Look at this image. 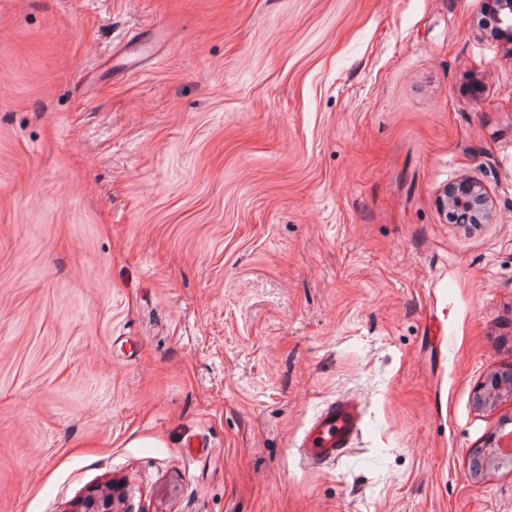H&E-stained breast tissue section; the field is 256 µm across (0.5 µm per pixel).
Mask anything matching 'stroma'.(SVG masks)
<instances>
[{"label": "stroma", "instance_id": "obj_1", "mask_svg": "<svg viewBox=\"0 0 512 512\" xmlns=\"http://www.w3.org/2000/svg\"><path fill=\"white\" fill-rule=\"evenodd\" d=\"M482 0H0V512H512V45ZM168 31L138 72L122 47ZM463 181L486 224L440 206ZM365 406L335 465L298 444ZM504 396L512 397V373L510 371L507 381L502 376H491L479 395L478 403L481 406L495 405ZM363 417L362 403L351 396L340 397L323 408L299 444L305 464L321 468L336 463L361 434Z\"/></svg>", "mask_w": 512, "mask_h": 512}]
</instances>
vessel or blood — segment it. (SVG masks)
<instances>
[{
    "mask_svg": "<svg viewBox=\"0 0 512 512\" xmlns=\"http://www.w3.org/2000/svg\"><path fill=\"white\" fill-rule=\"evenodd\" d=\"M363 417L362 403L351 396L340 397L323 408L299 445L305 464L319 468L336 463L359 437Z\"/></svg>",
    "mask_w": 512,
    "mask_h": 512,
    "instance_id": "1",
    "label": "vessel or blood"
}]
</instances>
